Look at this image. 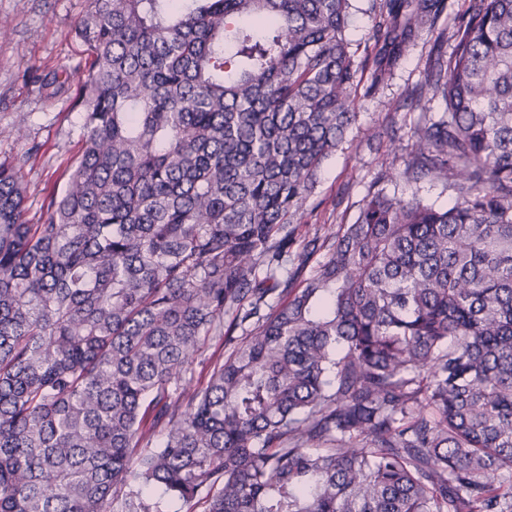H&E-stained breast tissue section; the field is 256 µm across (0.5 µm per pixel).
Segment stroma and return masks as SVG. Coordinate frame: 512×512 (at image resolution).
<instances>
[{"mask_svg": "<svg viewBox=\"0 0 512 512\" xmlns=\"http://www.w3.org/2000/svg\"><path fill=\"white\" fill-rule=\"evenodd\" d=\"M89 0H0V163L20 168L30 222H38L51 196L59 194L74 163L82 135V107L76 106L83 46L73 25ZM470 0H453L437 21L374 93L358 91V119L346 141L325 162L314 194L315 209L298 224L306 243L354 223L372 189L402 199L417 197L440 208L454 204L447 182L403 176L411 133L422 108L439 113L440 97L422 90L424 71L436 50L450 51L444 37L467 12ZM381 0H351L348 37L357 59L373 50L369 38Z\"/></svg>", "mask_w": 512, "mask_h": 512, "instance_id": "35a3bbf8", "label": "stroma"}]
</instances>
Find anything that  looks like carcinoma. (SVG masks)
<instances>
[{
    "label": "carcinoma",
    "instance_id": "cac0c4a2",
    "mask_svg": "<svg viewBox=\"0 0 512 512\" xmlns=\"http://www.w3.org/2000/svg\"><path fill=\"white\" fill-rule=\"evenodd\" d=\"M349 2L90 0L39 223L0 165V512H512V0H472L424 75L445 112L403 175L456 203L369 193L295 288L359 71L377 91L448 7L384 0L358 63ZM227 355L228 350L220 342H211L192 365V379L188 388L192 390L206 385L212 369V358L215 360L218 357L225 358Z\"/></svg>",
    "mask_w": 512,
    "mask_h": 512
}]
</instances>
